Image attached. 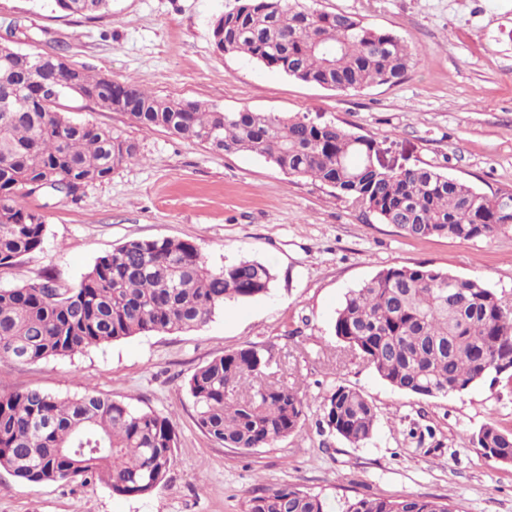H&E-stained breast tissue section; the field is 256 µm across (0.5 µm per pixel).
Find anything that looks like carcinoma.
Instances as JSON below:
<instances>
[{"label": "carcinoma", "mask_w": 512, "mask_h": 512, "mask_svg": "<svg viewBox=\"0 0 512 512\" xmlns=\"http://www.w3.org/2000/svg\"><path fill=\"white\" fill-rule=\"evenodd\" d=\"M67 15L94 17L112 0H53ZM217 49L246 55L305 83L340 91L395 83L416 50L347 13L303 0H236L212 31ZM59 59L24 64L0 50V96L21 84L12 111L0 112V268L41 248L46 217L29 205L40 185L60 200L102 183L140 160L135 143L93 123L69 120L61 100L43 101ZM80 96L123 112L144 130L163 128L226 154L261 156L288 175L336 190L353 208L416 238H491L512 225V192L482 193L427 167L386 169L378 142L334 122L243 109L224 112L161 98L127 79L80 69ZM270 265L240 257L209 266L185 240H128L98 257L72 288L51 276L0 288V358L31 363L71 357L142 333L193 330L227 302L265 296ZM334 333L393 388L421 397L462 393L486 380L512 383V306L479 279L418 264L379 271L351 290ZM272 355L253 345L226 351L187 381L196 424L214 441L245 450L302 431L306 399L270 380ZM322 424L357 445L368 440L376 408L359 390L337 386L322 402ZM173 421L93 388L61 398L0 383V468L31 484L97 480L112 492H153L174 464ZM489 458L512 460V433L484 425L472 438ZM245 512H325L317 495L290 485L262 488ZM348 512H454L446 501L412 494L362 498Z\"/></svg>", "instance_id": "obj_1"}]
</instances>
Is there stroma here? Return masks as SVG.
Instances as JSON below:
<instances>
[{
    "instance_id": "1",
    "label": "stroma",
    "mask_w": 512,
    "mask_h": 512,
    "mask_svg": "<svg viewBox=\"0 0 512 512\" xmlns=\"http://www.w3.org/2000/svg\"><path fill=\"white\" fill-rule=\"evenodd\" d=\"M234 5L112 0L109 13L87 18L55 12L50 0H0V36L162 97L331 121L376 138L396 164L432 168L486 194L512 192V0H315L314 9L352 14L418 50L402 80L344 92L218 52L213 25ZM62 108L135 143L140 158L86 187L79 202L33 198L47 216L44 242L0 268V287L48 273L68 287L121 243L163 238L193 242L213 267L242 256L267 263L275 281L266 296L225 304L191 331L143 333L33 364L0 359V383L10 389L68 396L90 386L170 417L177 432L175 464L149 495L121 496L97 481L31 485L0 469V512H243L253 490L284 484L318 494L326 512L402 494L442 499L456 512H512V465L472 442L488 423L512 430V385L408 395L344 351L333 330L348 291L393 266L475 278L512 305V227L490 239L413 238L263 157L145 131L78 96ZM248 345L271 350L276 379L305 393L308 408L299 434L243 450L197 427L186 382L206 361ZM339 385L376 407L363 444L322 426L320 404Z\"/></svg>"
}]
</instances>
